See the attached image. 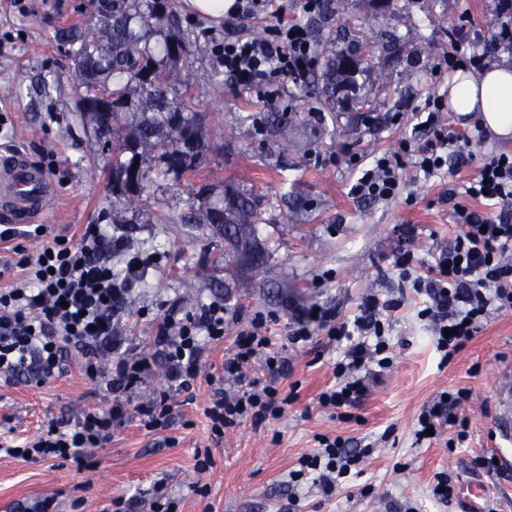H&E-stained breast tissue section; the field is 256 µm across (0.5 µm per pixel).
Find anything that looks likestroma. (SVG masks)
Here are the masks:
<instances>
[{"instance_id":"obj_1","label":"stroma","mask_w":512,"mask_h":512,"mask_svg":"<svg viewBox=\"0 0 512 512\" xmlns=\"http://www.w3.org/2000/svg\"><path fill=\"white\" fill-rule=\"evenodd\" d=\"M87 7L88 0H0V87L18 88L0 94V150L25 154L57 189L50 212L39 218L46 238L25 240L26 249L38 252L46 239L72 237L87 224L119 225L132 248L160 257L115 314L132 347L153 352L152 319L174 301L187 313L211 299L247 314L268 312L277 318L272 341L291 361L281 386L293 400L281 417L258 427L243 423L218 443L203 415L212 388L201 380L175 394L170 426L151 432L129 422L114 430L110 443L91 450L88 466L2 455L0 512H29L47 497L56 512H110L113 499L148 494L160 478L179 500V512H400L407 502L417 512H512V472L477 464L494 454V392L501 373L512 368V312L491 318L452 361L441 363L415 317L414 292L402 288L393 268L405 232H412L422 256L454 237L456 226L440 195L474 178L483 154L512 152V143L485 135L470 147L473 162L453 176L409 179V203L361 202L349 193V155H394L402 141L418 138L411 113L427 97H443L448 74L438 65L456 47L452 33L462 16L472 18L468 41L482 43L488 62L512 63V50L490 40L496 0H393L383 11L365 0H337L335 15L308 18L299 0H278L276 13L256 15L243 31L261 36L274 25L306 20L321 45L312 77L301 86L284 81L278 101L229 78L220 95L199 81L193 95L203 119L205 165L179 181L159 183L136 212L113 203L112 158L77 109L74 62L54 38L57 29L83 23ZM339 13L371 50L355 75L359 96L371 104L365 113L348 109L323 76L326 58L350 48L335 36ZM34 14L40 26L30 25ZM394 112L403 115L396 127L387 122ZM227 183L254 194L262 216L254 247L266 253L263 264L229 273L215 227L182 221L201 207L203 186ZM371 293L405 298L391 336L396 358L343 419L317 403L339 348H322L317 339L293 347L287 325L313 302L354 315ZM450 388L470 392L468 440L452 444L448 431L437 442L414 444L421 408ZM105 404L103 391L74 366L38 386L0 379V441H22L50 420H73ZM387 429L392 435L385 440ZM322 434L377 443L362 475L329 497L309 479L298 489L288 486L290 472ZM204 449L213 465L200 473L196 454ZM441 473L455 486L445 505L431 497Z\"/></svg>"}]
</instances>
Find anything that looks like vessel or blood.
Masks as SVG:
<instances>
[{
    "mask_svg": "<svg viewBox=\"0 0 512 512\" xmlns=\"http://www.w3.org/2000/svg\"><path fill=\"white\" fill-rule=\"evenodd\" d=\"M56 197V189L45 171L25 155L0 156V208L15 221L28 223L43 215ZM497 437L504 452L497 458L501 468L512 470V372L501 375L495 389Z\"/></svg>",
    "mask_w": 512,
    "mask_h": 512,
    "instance_id": "obj_1",
    "label": "vessel or blood"
}]
</instances>
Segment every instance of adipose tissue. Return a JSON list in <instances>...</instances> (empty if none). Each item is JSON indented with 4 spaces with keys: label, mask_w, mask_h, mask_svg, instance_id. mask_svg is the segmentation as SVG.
Here are the masks:
<instances>
[{
    "label": "adipose tissue",
    "mask_w": 512,
    "mask_h": 512,
    "mask_svg": "<svg viewBox=\"0 0 512 512\" xmlns=\"http://www.w3.org/2000/svg\"><path fill=\"white\" fill-rule=\"evenodd\" d=\"M448 109L461 124L476 119L488 132L512 137V66L456 69L448 78Z\"/></svg>",
    "instance_id": "1"
}]
</instances>
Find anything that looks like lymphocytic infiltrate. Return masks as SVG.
<instances>
[{
    "mask_svg": "<svg viewBox=\"0 0 512 512\" xmlns=\"http://www.w3.org/2000/svg\"><path fill=\"white\" fill-rule=\"evenodd\" d=\"M217 52L224 72L250 87L266 88L284 80L304 83L315 58L313 34L297 21L277 25L267 35L225 37ZM441 99H427L414 112L416 126L426 135L413 149L416 175L441 174L449 155H463L471 133L446 121ZM406 186L404 166L395 156L382 154L364 166L350 187L354 198L388 201ZM468 196L483 200L484 213L453 204L458 226L448 245L431 254L430 261L416 251L400 248L394 266L410 282L420 303L417 317L425 322L442 361H451L494 315L512 311V154L483 155L477 176L466 188ZM23 230L0 228V244H10L12 259L0 261V377L44 383L62 374L72 356L80 369L109 395L106 406L83 413L76 421L52 420L33 439L7 445L1 451L13 458L36 461L58 458L82 462L89 450L112 439L114 428L129 419L155 430L173 418V395L191 390L205 373L207 345L223 340L229 325L239 326L232 354L214 378L212 397L204 414L213 438L225 429L249 422L258 426L285 412L290 396L278 383L290 368L282 351L273 349L270 321L262 312H230L223 301L202 304L184 314L170 306L156 322L154 356L127 347L112 319L113 309L128 299L147 276L152 261L131 248L124 237L103 225L89 224L78 239H54L37 254L27 253ZM121 258L114 267L113 258ZM402 302L368 295L354 318L340 317L334 308L305 310L288 324V341L303 347L314 337L328 344H345L342 359L333 367L334 382L317 396L324 408L356 406L377 372L394 364L390 342L396 312ZM165 365L168 386L140 397L152 370V357ZM261 365L262 376L250 373ZM466 390H450L423 407L414 429L416 444L456 430L458 440L468 436L470 419L463 412ZM368 448L350 447L345 439L319 436L318 447L303 456L292 481L314 476L324 494H332L350 477L361 475L360 463Z\"/></svg>",
    "mask_w": 512,
    "mask_h": 512,
    "instance_id": "f902f5d3",
    "label": "lymphocytic infiltrate"
}]
</instances>
